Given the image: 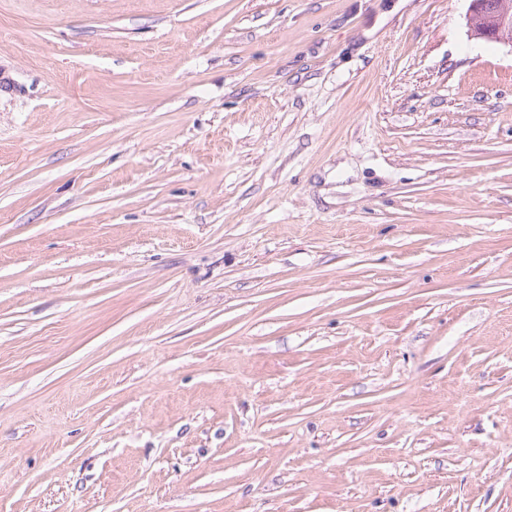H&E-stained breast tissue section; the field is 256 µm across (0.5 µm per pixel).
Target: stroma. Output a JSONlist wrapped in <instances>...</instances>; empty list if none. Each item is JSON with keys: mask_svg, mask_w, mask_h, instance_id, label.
Instances as JSON below:
<instances>
[{"mask_svg": "<svg viewBox=\"0 0 512 512\" xmlns=\"http://www.w3.org/2000/svg\"><path fill=\"white\" fill-rule=\"evenodd\" d=\"M469 0H0V512H512V51Z\"/></svg>", "mask_w": 512, "mask_h": 512, "instance_id": "stroma-1", "label": "stroma"}]
</instances>
